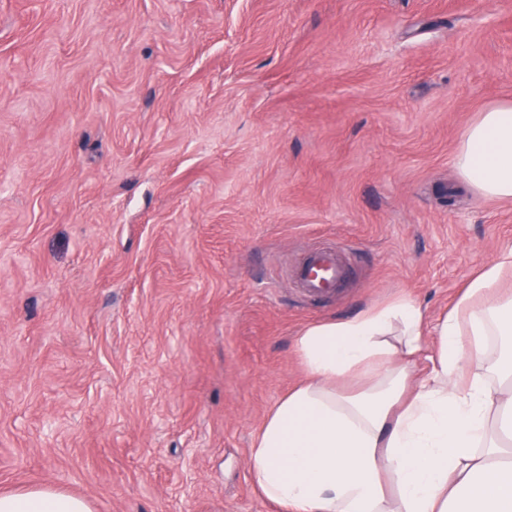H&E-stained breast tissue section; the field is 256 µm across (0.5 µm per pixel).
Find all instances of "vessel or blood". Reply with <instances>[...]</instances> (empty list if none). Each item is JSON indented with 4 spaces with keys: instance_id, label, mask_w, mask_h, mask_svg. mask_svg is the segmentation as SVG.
<instances>
[{
    "instance_id": "1",
    "label": "vessel or blood",
    "mask_w": 512,
    "mask_h": 512,
    "mask_svg": "<svg viewBox=\"0 0 512 512\" xmlns=\"http://www.w3.org/2000/svg\"><path fill=\"white\" fill-rule=\"evenodd\" d=\"M348 273V264L337 248L318 247L296 267L294 278L307 297L330 299L336 296Z\"/></svg>"
}]
</instances>
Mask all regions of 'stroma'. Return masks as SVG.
<instances>
[{
    "mask_svg": "<svg viewBox=\"0 0 512 512\" xmlns=\"http://www.w3.org/2000/svg\"><path fill=\"white\" fill-rule=\"evenodd\" d=\"M502 98L512 0H0V491L278 512L249 453L300 333L437 319L512 245L452 164ZM349 267L336 247L312 249L294 270L301 292L313 299H331L347 278Z\"/></svg>",
    "mask_w": 512,
    "mask_h": 512,
    "instance_id": "35a3bbf8",
    "label": "stroma"
}]
</instances>
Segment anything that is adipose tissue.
Segmentation results:
<instances>
[{
	"instance_id": "adipose-tissue-1",
	"label": "adipose tissue",
	"mask_w": 512,
	"mask_h": 512,
	"mask_svg": "<svg viewBox=\"0 0 512 512\" xmlns=\"http://www.w3.org/2000/svg\"><path fill=\"white\" fill-rule=\"evenodd\" d=\"M480 195L512 200V99L494 100L452 158ZM512 247L428 322L399 296L296 341L305 379L255 435L249 466L279 512H512ZM427 354L429 372L410 384ZM0 512H94L51 486L0 492Z\"/></svg>"
}]
</instances>
